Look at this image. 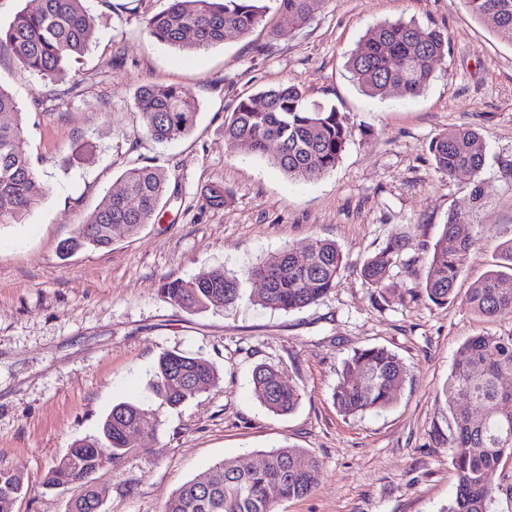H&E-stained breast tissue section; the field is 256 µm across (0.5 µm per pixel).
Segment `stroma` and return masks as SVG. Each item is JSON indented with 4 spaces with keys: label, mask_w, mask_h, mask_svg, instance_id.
Returning <instances> with one entry per match:
<instances>
[{
    "label": "stroma",
    "mask_w": 512,
    "mask_h": 512,
    "mask_svg": "<svg viewBox=\"0 0 512 512\" xmlns=\"http://www.w3.org/2000/svg\"><path fill=\"white\" fill-rule=\"evenodd\" d=\"M169 0H86L95 18L90 49L66 74L43 79L0 54V86L24 114L32 163L47 193L19 224L0 225V468L23 474L16 512H66L77 486L49 489L47 472L80 439L97 437L113 405L148 397L161 353L212 362L219 382L135 439L136 452L105 463L93 481L102 512H161L184 482L225 460L261 464L271 447L306 450L320 465L306 497L276 512H446L456 475L451 416L443 396L456 349L480 332H512L461 303L498 262L483 226L512 232V42L475 20L460 0H321L295 29L269 12L247 38L187 55L149 41L146 17ZM439 28L448 54L418 97L380 101L352 82L346 61L366 32L390 21ZM285 31L271 39L270 29ZM298 84L309 100L335 105L351 136L336 168L293 180L266 158L230 148L224 119L239 94ZM145 84L175 85L196 101L192 132L160 145L135 108ZM457 126L483 137L481 180L491 195L456 284L457 302L416 294L422 257L449 211L470 208V188L436 173L429 151ZM159 164L170 192L137 234L64 256L131 164ZM224 192L207 204L211 189ZM413 246L386 292L360 275L363 261L395 230ZM315 238L335 240L346 266L316 304L291 312L240 301L220 311L166 302L164 280L217 268L245 272L284 249L304 255ZM395 353L409 377L386 410L347 417L332 393L353 350ZM277 366L301 391L288 415L265 410L251 372Z\"/></svg>",
    "instance_id": "stroma-1"
}]
</instances>
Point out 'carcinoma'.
<instances>
[{"label": "carcinoma", "instance_id": "1", "mask_svg": "<svg viewBox=\"0 0 512 512\" xmlns=\"http://www.w3.org/2000/svg\"><path fill=\"white\" fill-rule=\"evenodd\" d=\"M84 0H31V5L0 27V52L13 55L27 71L53 78L79 59L95 37L94 17ZM278 12L301 27L308 24L320 0H272ZM478 20L512 41V0H462ZM270 6L266 0H171L163 11L146 19L151 41L182 52H197L242 39L259 27ZM448 53V35L438 29L402 21L384 22L368 30L347 61L353 81L365 94L387 99L393 89L405 97L420 96L434 78L435 64ZM145 133L158 143L187 135L195 124V101L177 86L142 87L135 97ZM345 115L335 106L311 102L288 82L240 96L224 120V139L263 155L276 145L273 164L295 180H317L340 161L349 140ZM435 171L449 178H466L472 207L450 211L432 249L421 257L425 277L417 287L434 304L457 299L455 283L467 262L472 238L462 226L478 222L489 199L479 174L484 166L481 134L458 126L430 144ZM124 190L106 195L78 234L63 241L62 254L112 244L110 227L133 235L151 223L170 189L171 176L158 165L133 166L123 174ZM45 194L30 159L22 113L11 94L0 87V224H19ZM404 232L390 234L360 270L370 287L383 291L391 269L409 246ZM503 269L477 281L462 303L485 319L512 314V236L499 244ZM345 256L336 242L312 240L303 260L283 250L252 266L245 275L223 268L189 281H166L160 293L169 303L189 309L222 310L243 298L242 277L265 285L249 301L265 309L290 312L320 301L336 287ZM512 375V333H478L454 354L443 395L454 423L451 458L456 474L455 495L447 512H499L502 500L512 504V486H494L489 476L512 455V391L501 385ZM408 377L400 358L384 347L353 351L343 365L333 392L337 410L345 416L387 409ZM219 381L208 360L178 351L159 357L150 390L155 401L176 408ZM255 398L267 410L289 414L301 392L273 365L252 374ZM161 425L158 409L122 402L112 407L101 437L75 442L47 474L45 485L81 487L67 512H93L96 489L92 475L107 460L133 452L125 434L135 428L149 435ZM319 462L302 448L280 445L265 453L259 466L226 462L183 483L166 501L163 512H275L276 507L308 496L318 477ZM24 477L0 469V512H16L25 494Z\"/></svg>", "mask_w": 512, "mask_h": 512}]
</instances>
